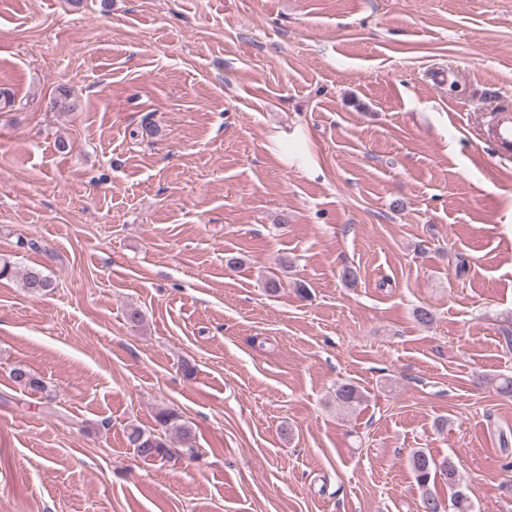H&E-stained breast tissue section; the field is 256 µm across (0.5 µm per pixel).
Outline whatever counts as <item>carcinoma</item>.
I'll return each instance as SVG.
<instances>
[{
	"instance_id": "carcinoma-1",
	"label": "carcinoma",
	"mask_w": 512,
	"mask_h": 512,
	"mask_svg": "<svg viewBox=\"0 0 512 512\" xmlns=\"http://www.w3.org/2000/svg\"><path fill=\"white\" fill-rule=\"evenodd\" d=\"M22 285L33 295L47 294L54 290L53 281L38 267H28L23 270ZM10 378L24 389L41 391L45 388L43 381L22 365H16L11 369ZM335 397L337 404L346 409L354 407L363 400L362 392L352 383L337 386ZM156 421L162 428L160 432L147 430L135 424L129 425L126 430V441L140 458L165 459L172 456L171 449L168 448L162 435V432L167 430L181 438L189 456L193 458L198 456V451L192 444V430L180 421L179 415L169 410H161L157 413ZM409 467L415 482L422 490L423 512H444L442 500L430 488L431 482L439 475L443 476L448 483L452 505L456 512H471L469 495L460 484L456 466L450 458L444 457L437 460L423 450H416L410 456Z\"/></svg>"
}]
</instances>
